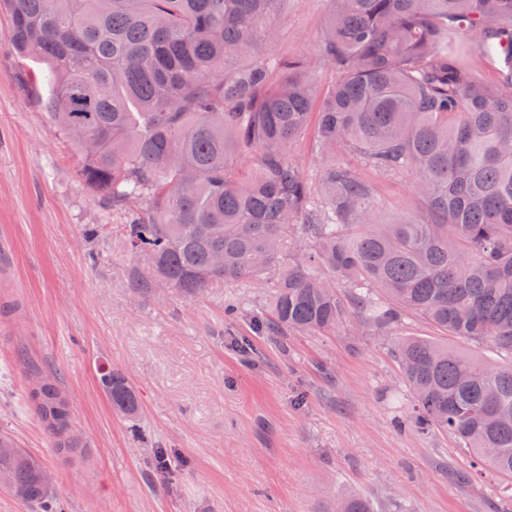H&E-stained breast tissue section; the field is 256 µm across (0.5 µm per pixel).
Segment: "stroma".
Instances as JSON below:
<instances>
[{"mask_svg":"<svg viewBox=\"0 0 512 512\" xmlns=\"http://www.w3.org/2000/svg\"><path fill=\"white\" fill-rule=\"evenodd\" d=\"M332 0H285L262 53L312 65L317 95L336 80L321 56ZM0 12V436L49 470L67 512H336L348 498L375 512H512V480L473 475L455 440L421 432L393 354L395 339H438L412 317L388 335L350 323L287 340L255 331L266 288L216 283L193 299L163 288L131 293L135 259L122 216L78 177L80 158L31 89L29 61L7 40ZM347 163L374 188L380 223L424 208L413 179L358 157ZM101 225L97 238L86 225ZM66 393L82 454L57 452L29 405L28 364ZM138 389L139 426L113 411L99 364ZM165 449L168 470L155 466Z\"/></svg>","mask_w":512,"mask_h":512,"instance_id":"obj_1","label":"stroma"}]
</instances>
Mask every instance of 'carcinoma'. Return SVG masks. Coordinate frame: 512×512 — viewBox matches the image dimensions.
Returning <instances> with one entry per match:
<instances>
[{
    "label": "carcinoma",
    "instance_id": "carcinoma-1",
    "mask_svg": "<svg viewBox=\"0 0 512 512\" xmlns=\"http://www.w3.org/2000/svg\"><path fill=\"white\" fill-rule=\"evenodd\" d=\"M281 2L0 0L14 52L46 66L27 83L51 87L42 104L81 156L80 181L126 215L124 247L146 260L132 292L247 282L273 289L265 332L322 334L352 314L386 332L410 313L512 355V0H332L320 43L337 78L320 103L308 62L256 54ZM474 49L501 65L497 86L470 72ZM274 68L285 78L270 87ZM312 123L327 158L315 180L287 153ZM249 149L259 173L230 178ZM338 150L411 173L427 220L376 223L372 186ZM395 352L414 424L511 479L512 422L496 415L512 412V364L418 337ZM30 370L35 414L74 452L65 394ZM98 375L112 409L137 418L129 378ZM46 473L22 448L0 452L8 492L58 512Z\"/></svg>",
    "mask_w": 512,
    "mask_h": 512
}]
</instances>
